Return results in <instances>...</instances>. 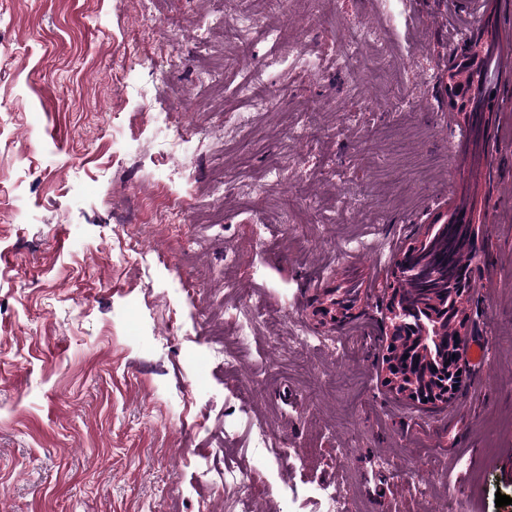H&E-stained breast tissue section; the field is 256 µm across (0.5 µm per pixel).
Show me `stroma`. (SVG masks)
Returning <instances> with one entry per match:
<instances>
[{"instance_id":"1","label":"stroma","mask_w":512,"mask_h":512,"mask_svg":"<svg viewBox=\"0 0 512 512\" xmlns=\"http://www.w3.org/2000/svg\"><path fill=\"white\" fill-rule=\"evenodd\" d=\"M464 24L512 37V0H0V512H512V75L472 169L432 81ZM472 186L489 360L418 407L378 374L382 283Z\"/></svg>"}]
</instances>
